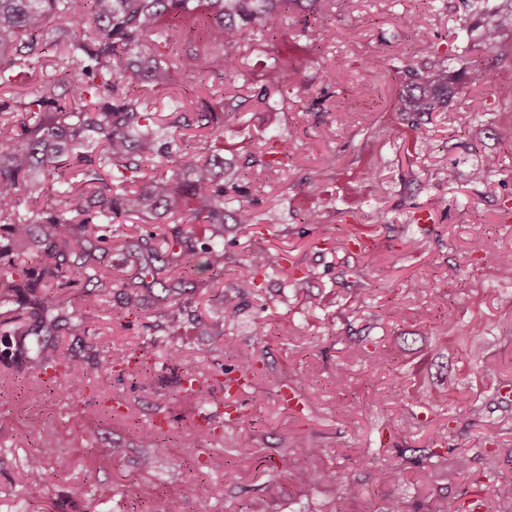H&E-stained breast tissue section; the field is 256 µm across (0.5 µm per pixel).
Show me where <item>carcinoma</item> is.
Instances as JSON below:
<instances>
[{
	"instance_id": "cac0c4a2",
	"label": "carcinoma",
	"mask_w": 512,
	"mask_h": 512,
	"mask_svg": "<svg viewBox=\"0 0 512 512\" xmlns=\"http://www.w3.org/2000/svg\"><path fill=\"white\" fill-rule=\"evenodd\" d=\"M81 1L83 9L72 4ZM216 9L214 22L207 28L208 38L227 51L224 55V72L227 77L237 76L236 57L231 48L251 38V23L256 21L271 35L280 30L282 12L277 6L290 7L300 0H205ZM191 0H0V87L16 83V78L35 68L39 60L33 55L37 31L55 18L62 19L71 29L73 39L67 45L66 79L71 84L70 102L62 103L56 96V82L43 81L35 98L22 107L32 113L33 122L22 123L16 129H7L0 122V129L7 130L0 140V224L6 230L7 243L0 244V304L28 306L40 317L43 327L56 328L61 314L57 304L43 295H34L37 287L62 279L66 284L92 280L102 286L116 288L123 296V306L132 310L142 306L146 275L153 272L151 263L156 254L153 243L136 239L124 241L128 252L137 256L141 270L138 279L120 278L101 264L96 256L98 242L87 236L89 225L110 224L112 216L127 213L130 208L146 204L151 209L162 208L171 214L182 213L190 207L191 220L212 226L211 243L199 248L194 239L175 230L172 236L158 234L167 247L169 286L164 294L155 296L156 314L167 324L180 322L182 306L174 299L186 276L197 271H209L219 276L224 271V221L232 220L243 231L252 226V214L242 206H234L236 199L229 192H240L237 181L243 176L252 183L267 179L273 168L283 165L288 158L289 144L293 135L282 136L267 142L261 150V158L252 162L244 173L229 171L219 182L206 164H199L197 148L192 146L184 130L195 124L201 129L218 131L224 127L226 112L224 102L216 104L201 101V107L193 117L177 112L165 130L156 126V115L143 107L139 99L120 92V84L131 81L127 72L131 64H123L134 47L149 43V48L168 57L172 66L155 63L150 73L154 88L163 90L173 80L172 70L193 72L198 67L197 57L180 51L178 41L166 36L162 41L152 38L149 25L158 18L174 12L191 10ZM512 31V8L501 16L496 29L485 28L480 40L489 49L498 46L500 34ZM405 90L401 96L402 112H433L453 92L452 76L448 66L438 57L429 58L422 68L403 66ZM94 130L102 137V149L96 159L82 160L80 184L71 181L63 169L62 157L68 146L85 131ZM161 156L165 171L140 184L144 164L155 156ZM194 169L196 179L186 182L182 171ZM49 175L65 186L56 196L54 206L43 209L37 198L28 195L30 183L39 175ZM27 209H21L22 203ZM40 254L37 276L20 274V253L16 246ZM473 250L481 260L498 271L512 275V246H492L477 239ZM286 261L280 250H265L252 254L235 269L236 282L224 287L216 295L214 303L224 313V323L233 321L238 308L239 296L244 288L256 287L261 275L273 273ZM90 305L80 304L66 315L68 329L74 336L86 333ZM269 335L266 325H260L255 336L257 342L238 346L232 351L234 371H224L225 394H230L231 383L245 387L255 377L258 350ZM47 345L39 344L34 362L43 367L50 363L64 367V376L83 383L91 382L89 372L121 366L137 374L147 366L145 354L126 351L118 358L107 359V364H97L73 355L60 356L46 353ZM352 358H363L374 368L387 363L390 358L368 350L360 340L349 345ZM490 380L491 400L509 402L501 389L512 388V381L503 378L496 366L481 364ZM184 398L193 403L208 401L213 394L211 378L192 367H185ZM461 400L472 416V423L480 429L485 444L500 446L501 428L484 416L480 399L461 395ZM449 425L434 430L422 448L400 449L405 462L420 466L431 461L433 470L417 473L416 486L424 499H434V512H464V505L448 495L435 496L433 482L435 472L446 471L448 477L468 474L471 459L464 448H444L447 444ZM59 445L48 441L28 465V471L40 473L44 461L58 454ZM297 456L313 458L321 449L311 439H298L293 448ZM406 468L383 466L377 468V483L381 487L394 485L404 479ZM154 512H184L181 500L166 495L155 500Z\"/></svg>"
}]
</instances>
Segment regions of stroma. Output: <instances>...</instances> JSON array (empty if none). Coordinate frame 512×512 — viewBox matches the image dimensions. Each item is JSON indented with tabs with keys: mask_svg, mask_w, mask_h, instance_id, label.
<instances>
[{
	"mask_svg": "<svg viewBox=\"0 0 512 512\" xmlns=\"http://www.w3.org/2000/svg\"><path fill=\"white\" fill-rule=\"evenodd\" d=\"M511 1L489 0L481 11L473 0H333L324 14L293 6L277 36L258 30L234 48L239 75L232 80L223 74V47L209 43L190 17L180 19L176 37L197 53L198 68L175 73L161 92L142 78L126 91L164 117L178 104L195 111L202 98L237 103L223 130L198 143L219 169L244 170L245 147L297 131L287 166L265 182L240 183L239 200L256 226L248 237L238 225L225 224L223 281L233 283L242 258L273 245L307 272V286L296 292L282 273L267 276L262 288L244 289L229 327L205 306L204 289L188 286L180 295L183 319L173 328L149 308L113 323L121 298L93 282L54 289L67 309L86 294L99 298L87 335L57 331L59 353L103 359L142 347L150 354L147 374L107 375L113 396L128 406L120 416L104 414L90 388L66 383L55 371L33 370L31 332L38 318L0 306V512H40L65 494L69 482L84 479L92 484L91 497L68 512H151L159 493L181 497L186 512H381L388 494L404 512H430L431 502L414 484L377 490L368 464L372 457L397 463L399 449L423 445L425 433L409 428L415 412L450 422L449 447L468 449L475 477L482 476V439L457 395L485 394L486 382L460 336L438 329L437 315L425 308L437 296L462 308L463 334L494 337L486 356L512 372V280L486 265L459 269L476 232L512 243L506 215L512 209V143L500 137L512 125V99L483 82L484 69L492 66L501 83H512V32H503L492 50L475 39ZM415 16L420 23L414 27ZM324 25L335 38H317ZM429 46L447 59L455 94L446 107L414 121L400 110V68L422 66ZM277 59L285 66L272 85L267 74ZM489 155L497 157L498 170L484 176L480 169ZM450 165L457 173L452 182L444 177ZM422 211L430 223H417ZM308 215L320 217L332 238L349 240L348 249L318 245L315 226L304 221ZM177 225L199 246L209 243V226L160 209L120 216L112 232L136 238ZM412 238L420 242L413 251L407 246ZM391 255L402 256L401 270L383 265ZM359 271L368 289L358 286ZM414 278L425 291L409 292ZM311 297L317 310L308 308ZM202 320L209 333L200 331ZM261 323L269 336L257 375L233 397L238 419L225 415L220 389L208 405L192 407L180 392L182 367L223 379L234 366L228 348L252 342ZM364 335L371 350L403 343L395 365L372 368L349 358L352 339ZM168 344L181 349L180 361L166 359ZM397 371L402 378L395 386ZM339 372L348 378L342 390L334 381ZM285 384L306 397L302 412L280 401ZM201 412L212 417L213 434L184 441V430ZM154 430L159 447L143 446L141 435ZM299 434L318 443V457L291 456ZM45 437L62 446L51 464L58 477L47 482L26 467ZM316 469L341 478L331 485L310 481ZM274 484L281 488L275 497L269 494Z\"/></svg>",
	"mask_w": 512,
	"mask_h": 512,
	"instance_id": "stroma-1",
	"label": "stroma"
}]
</instances>
